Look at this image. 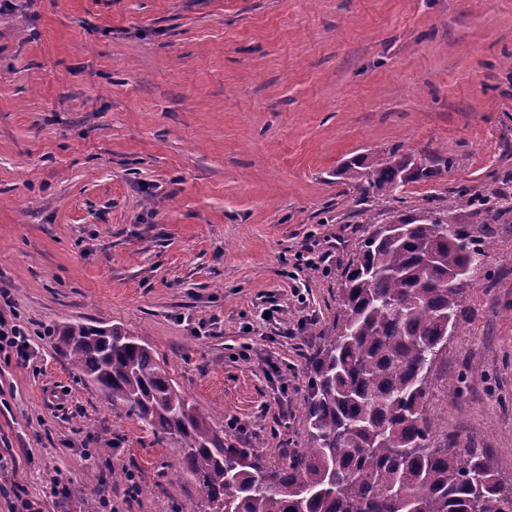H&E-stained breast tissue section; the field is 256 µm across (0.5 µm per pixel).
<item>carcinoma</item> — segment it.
<instances>
[{
	"label": "carcinoma",
	"instance_id": "1",
	"mask_svg": "<svg viewBox=\"0 0 512 512\" xmlns=\"http://www.w3.org/2000/svg\"><path fill=\"white\" fill-rule=\"evenodd\" d=\"M448 153L422 160L394 147L344 162L336 177L361 198L391 199L406 184L449 172ZM479 224L495 223L499 188L467 195ZM365 238L343 276L333 333L311 359L307 440L282 464L253 448L224 447V430L199 413L153 348L119 326L68 322L56 345L114 405L155 437L178 444L179 471L200 486V512H512V483L481 448L436 442L427 408L430 370L456 327L462 291L484 254L472 232L450 237V212L423 208Z\"/></svg>",
	"mask_w": 512,
	"mask_h": 512
}]
</instances>
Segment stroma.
<instances>
[{
	"label": "stroma",
	"instance_id": "35a3bbf8",
	"mask_svg": "<svg viewBox=\"0 0 512 512\" xmlns=\"http://www.w3.org/2000/svg\"><path fill=\"white\" fill-rule=\"evenodd\" d=\"M511 54L512 0H0V308L35 350L0 355V512L18 485L44 512H198L177 444L59 350L67 322L144 336L225 446L303 447L345 267L427 206L490 243L430 408L511 479L512 212L458 195L512 183ZM395 146L455 165L395 201L337 178ZM512 199V193L499 188L489 189L487 193L471 194L468 202L477 205L476 217L479 224H495L496 213L499 212L497 206L498 202L493 203L495 200H508Z\"/></svg>",
	"mask_w": 512,
	"mask_h": 512
}]
</instances>
